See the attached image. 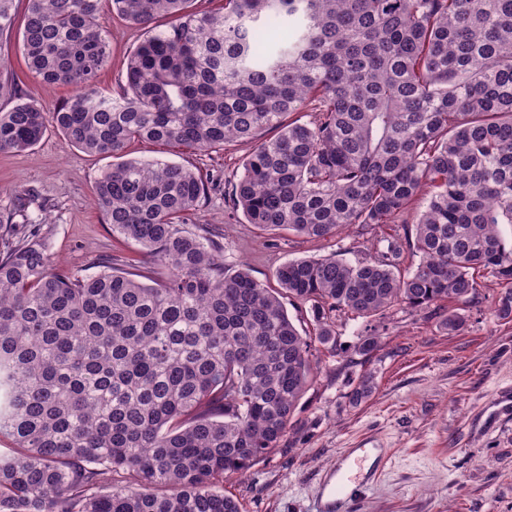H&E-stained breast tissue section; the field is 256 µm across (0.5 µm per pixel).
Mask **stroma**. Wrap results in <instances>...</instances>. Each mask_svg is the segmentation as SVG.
<instances>
[{"label": "stroma", "mask_w": 512, "mask_h": 512, "mask_svg": "<svg viewBox=\"0 0 512 512\" xmlns=\"http://www.w3.org/2000/svg\"><path fill=\"white\" fill-rule=\"evenodd\" d=\"M96 23L112 40L110 62L99 79L100 91L110 94L143 33L113 17L109 0H103ZM19 39L16 30L0 36V71L52 109L73 90L30 73ZM253 148L247 140L209 150L143 142L133 154L228 182ZM109 165V159L78 150L53 129L27 151L0 152V220L11 218L21 235L40 225L59 270L88 272L108 256L165 277L166 268L113 235L94 206V183ZM189 227L222 237L227 270L247 264L254 278L271 286L276 269L290 260L335 253L355 262L369 255L364 237L352 229L327 242L284 232L268 245L242 212L226 207L220 193L211 194ZM498 293L491 285L476 304L448 302L435 313L391 312L380 331L381 347L368 359L353 350L365 320H338L340 353L317 352L320 372L299 400L286 437L246 475L227 476L225 494L243 512H309L341 449L389 448L392 457L363 493L357 512H512V320L495 317ZM454 315L461 326L444 327V319ZM365 374L373 378L371 394L350 403L348 393Z\"/></svg>", "instance_id": "35a3bbf8"}]
</instances>
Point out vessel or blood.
<instances>
[{
  "label": "vessel or blood",
  "instance_id": "b4317fda",
  "mask_svg": "<svg viewBox=\"0 0 512 512\" xmlns=\"http://www.w3.org/2000/svg\"><path fill=\"white\" fill-rule=\"evenodd\" d=\"M364 463V457L356 449H345L335 471L323 480L314 512H355L361 484L368 479Z\"/></svg>",
  "mask_w": 512,
  "mask_h": 512
}]
</instances>
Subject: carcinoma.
<instances>
[{
    "label": "carcinoma",
    "instance_id": "carcinoma-1",
    "mask_svg": "<svg viewBox=\"0 0 512 512\" xmlns=\"http://www.w3.org/2000/svg\"><path fill=\"white\" fill-rule=\"evenodd\" d=\"M13 2L0 0V34ZM100 3L27 0L25 64L74 94L47 111L0 76V151L51 126L116 160L94 202L169 275L143 281L114 262L60 273L40 230L0 233V512H240L224 476L286 436L318 373L312 351L337 354V318L470 304L491 279L495 316L512 319L499 232L512 226V0H111L145 38L109 96ZM239 139L255 146L228 197L268 241L356 227L387 245L355 264L285 262L275 288L244 264L227 272L223 246L187 227L213 183L127 155L138 141ZM407 254L420 261L403 274ZM286 300L309 308L312 332ZM379 348L374 330L354 345ZM371 392L365 374L349 400Z\"/></svg>",
    "mask_w": 512,
    "mask_h": 512
}]
</instances>
